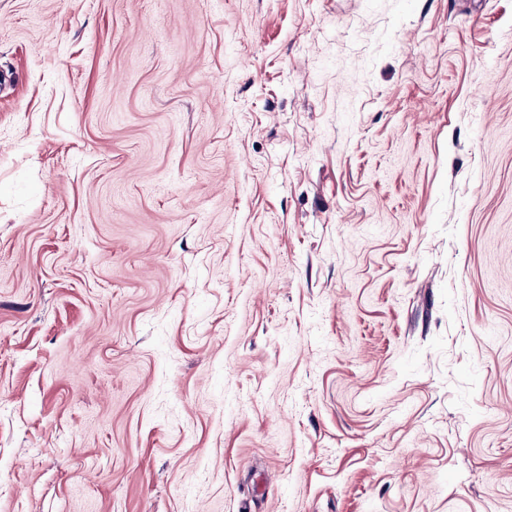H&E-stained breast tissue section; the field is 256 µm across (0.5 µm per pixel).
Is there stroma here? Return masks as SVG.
<instances>
[{"mask_svg":"<svg viewBox=\"0 0 512 512\" xmlns=\"http://www.w3.org/2000/svg\"><path fill=\"white\" fill-rule=\"evenodd\" d=\"M0 512H512V0H0Z\"/></svg>","mask_w":512,"mask_h":512,"instance_id":"stroma-1","label":"stroma"}]
</instances>
